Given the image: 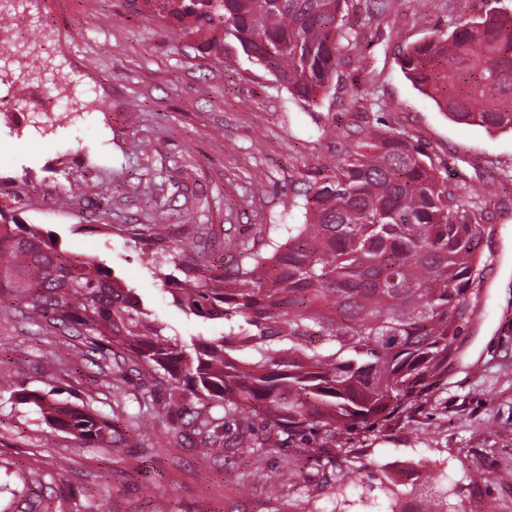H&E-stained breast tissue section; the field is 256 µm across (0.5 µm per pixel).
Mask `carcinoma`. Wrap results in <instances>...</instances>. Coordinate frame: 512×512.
<instances>
[{
  "instance_id": "obj_1",
  "label": "carcinoma",
  "mask_w": 512,
  "mask_h": 512,
  "mask_svg": "<svg viewBox=\"0 0 512 512\" xmlns=\"http://www.w3.org/2000/svg\"><path fill=\"white\" fill-rule=\"evenodd\" d=\"M175 26L201 55L254 58L308 107L330 104L339 68L362 51L370 23L407 0H365L368 23L348 25V0H130ZM490 7L454 18L451 29L400 49L401 71L454 121L512 131V10ZM344 117L360 140L340 151L331 173L311 177L306 222L270 224L233 242L242 260L209 266L162 224L140 229L147 249L167 252L156 277L188 316L220 320L221 336L188 341L151 320L143 300L94 258L61 249L37 224L0 209V297L25 304L36 322L85 337L92 353L148 365L236 425L226 450L273 456L296 440L313 482L284 470L269 487L278 508L309 512L361 477L310 437L386 422L420 407L455 359L457 339L480 302V245L487 198L440 175L424 146L396 125L370 124L358 87ZM46 423L84 443L112 438V420L69 401L28 391ZM268 431L255 437V426ZM225 423L201 422L219 439ZM450 512L438 479L404 483Z\"/></svg>"
}]
</instances>
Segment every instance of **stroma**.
<instances>
[{"mask_svg": "<svg viewBox=\"0 0 512 512\" xmlns=\"http://www.w3.org/2000/svg\"><path fill=\"white\" fill-rule=\"evenodd\" d=\"M59 19L73 40L55 57L61 74L78 61L98 101L74 115L56 105L0 114V205L53 233L62 248L90 256L137 289L154 319L181 336H217L224 326L185 316L152 276L162 254L142 252L135 231L164 224L172 239L202 246L210 264L231 263L228 240L268 224H300L310 169L334 163L342 141L328 127L340 107L314 111L290 99L268 68L245 55L201 56L177 30L137 12L128 0H69ZM487 0H411L394 23L370 28L360 58L347 67L376 93L382 120L412 133L451 180L500 190L512 176V133L490 134L453 122L419 94L398 65L404 43L446 29L452 14L475 16ZM208 232L197 238L198 227ZM481 301L457 340L452 366L419 410L374 428L328 439L363 474L345 486L336 512H390L393 480L413 467L447 483L453 512H512V201L493 209ZM85 341L32 323L25 307L0 310V512L51 498L81 512L84 490L112 485L104 512H267L268 480L298 443L248 464V478L224 467L223 443H205L189 416L209 410L171 391L152 369L80 360ZM53 349L55 368L42 353ZM90 405L117 430L141 427L138 444L113 457L51 429L20 390ZM65 457L70 467L51 489L38 478Z\"/></svg>", "mask_w": 512, "mask_h": 512, "instance_id": "obj_1", "label": "stroma"}]
</instances>
